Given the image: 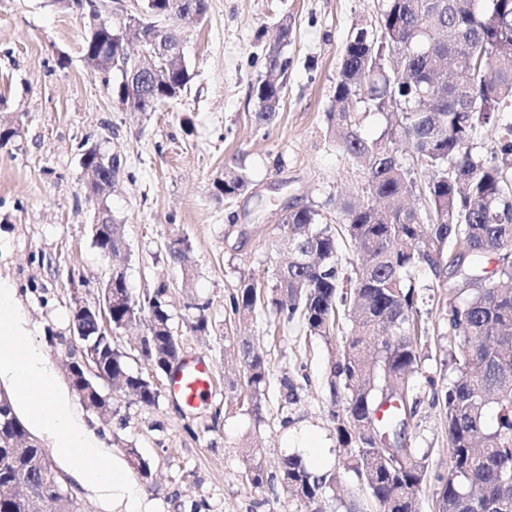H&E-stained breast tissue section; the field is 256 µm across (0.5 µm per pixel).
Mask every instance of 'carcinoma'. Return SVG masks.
Instances as JSON below:
<instances>
[{"label":"carcinoma","mask_w":512,"mask_h":512,"mask_svg":"<svg viewBox=\"0 0 512 512\" xmlns=\"http://www.w3.org/2000/svg\"><path fill=\"white\" fill-rule=\"evenodd\" d=\"M146 15L206 13L207 0H145ZM434 17L432 0H385L379 30H352L328 126L346 154L367 164L371 196L380 205L344 202L341 221L320 222L310 206H290L277 228L291 260L265 292L243 279L229 297L240 317L270 306L286 323L300 321L313 336L330 337L341 315L353 314L330 368L328 387L343 409L333 414L339 446L350 454L347 468L369 490L379 512H416L415 499L426 477L425 456L409 445L406 429L416 415L420 388L422 290L450 286L448 345L453 380L442 395L453 465L439 478L438 512H512V140L500 148V160L487 163L473 152L481 129L500 120L501 105L512 102V0H447ZM274 42L257 36L265 59L264 78L252 87L258 128L275 124L286 95L290 60L281 43H291V18L277 22ZM193 75L172 61L168 80L140 97H118L133 111L154 109L182 95ZM386 116L382 135L363 137L354 113L358 104ZM408 142L417 164L429 171L419 184L401 158L398 142ZM84 169L96 173L84 187L85 199L101 200L112 187L117 168H105L100 151L84 153ZM249 185L234 168L213 181L217 200L232 199ZM423 197L419 210L409 198ZM354 241L362 263L353 275L342 264L341 243ZM94 241L101 252L117 254L126 241L117 224H102ZM190 246L177 236L167 242L171 260L184 265ZM495 257L488 269L486 260ZM112 295V329L145 320L140 358L155 370L182 355L171 326L167 287L137 297L127 274H112V291L101 283L100 300ZM196 311L190 324L209 333L210 302L187 305ZM83 340L61 337L69 367L89 365L101 383L83 400L112 415V390L134 394L146 405L158 403L153 381L131 368L129 356L97 322L83 319ZM243 366V394L252 410H261L269 383L264 356L246 339L230 346ZM128 462L146 481L150 463L133 445ZM46 455L40 443L16 430L0 415V512H32L22 494L4 487L25 481L45 503L60 512L70 501L61 481H52L31 462ZM281 486L294 493L302 512H322L326 490H335L336 474L318 473L297 455L282 458Z\"/></svg>","instance_id":"cac0c4a2"}]
</instances>
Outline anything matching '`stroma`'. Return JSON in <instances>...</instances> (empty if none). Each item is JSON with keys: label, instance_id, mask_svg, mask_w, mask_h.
I'll use <instances>...</instances> for the list:
<instances>
[{"label": "stroma", "instance_id": "1", "mask_svg": "<svg viewBox=\"0 0 512 512\" xmlns=\"http://www.w3.org/2000/svg\"><path fill=\"white\" fill-rule=\"evenodd\" d=\"M385 0H208L202 18L184 22L183 54L193 78L179 100L154 112H129L83 58L85 19L50 0H0V278L16 288L34 328L30 343L53 368L58 385L85 427L118 458L135 444L153 480L142 485L155 512H297L282 487L262 492L246 477L253 463L278 473L281 457L299 455L308 467L336 471L323 512H376L366 488L345 469L336 443L328 391L340 336L309 335L300 322L282 324L273 310L250 320L234 316L228 299L241 278L268 287L286 252L276 226L288 206L308 205L335 222L341 200L369 196L367 169L334 142L326 120L343 48L355 25L377 26ZM283 15L294 22L288 47V90L276 124L256 128L249 88L265 72L256 33ZM98 145L120 162L107 204L127 251L103 257L92 242L94 210L83 197L84 146ZM243 168L249 187L215 200L211 184ZM188 237L192 288L171 262L170 235ZM125 267L134 294L166 285L173 327L184 357L207 364L213 390L198 410L177 401L165 374L138 359L141 327L114 331V344L154 377L157 405L114 394L111 422L87 408L67 379L70 305L96 304L113 265ZM210 301L209 335L189 328L188 303ZM448 289L424 290L420 336L422 385L406 436L426 454L418 512H437L439 480L450 469L445 409L435 401L452 378L448 367ZM248 339L265 353L270 391L252 412L228 388L242 370L227 349ZM289 377L298 400L282 405L278 381ZM317 440L309 449L304 434Z\"/></svg>", "mask_w": 512, "mask_h": 512}]
</instances>
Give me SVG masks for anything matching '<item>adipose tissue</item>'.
<instances>
[{"instance_id": "1", "label": "adipose tissue", "mask_w": 512, "mask_h": 512, "mask_svg": "<svg viewBox=\"0 0 512 512\" xmlns=\"http://www.w3.org/2000/svg\"><path fill=\"white\" fill-rule=\"evenodd\" d=\"M31 334L29 319L14 289L0 282V379L16 385L21 400L29 405L35 426L46 431L54 442L65 440L76 446V453L62 455L61 462L83 491L99 499L104 512H152L122 460L99 447L70 410L54 371L41 352L31 346L24 353H17L15 337ZM23 373L47 385L43 406L31 405L33 392L20 383Z\"/></svg>"}]
</instances>
